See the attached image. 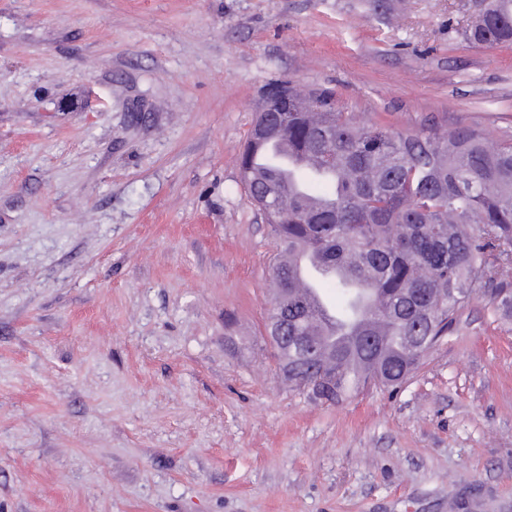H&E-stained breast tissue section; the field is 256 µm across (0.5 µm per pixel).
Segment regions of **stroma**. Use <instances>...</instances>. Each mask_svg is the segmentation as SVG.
I'll list each match as a JSON object with an SVG mask.
<instances>
[{
    "mask_svg": "<svg viewBox=\"0 0 512 512\" xmlns=\"http://www.w3.org/2000/svg\"><path fill=\"white\" fill-rule=\"evenodd\" d=\"M481 0H0V512H512V319L309 401L239 156L264 87L512 138Z\"/></svg>",
    "mask_w": 512,
    "mask_h": 512,
    "instance_id": "35a3bbf8",
    "label": "stroma"
}]
</instances>
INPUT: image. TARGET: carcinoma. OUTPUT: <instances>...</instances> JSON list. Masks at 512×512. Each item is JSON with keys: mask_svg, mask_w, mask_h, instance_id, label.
Segmentation results:
<instances>
[{"mask_svg": "<svg viewBox=\"0 0 512 512\" xmlns=\"http://www.w3.org/2000/svg\"><path fill=\"white\" fill-rule=\"evenodd\" d=\"M465 37L511 44L512 0H490ZM286 84L288 111L269 113L273 135L247 139L240 168L252 203L278 207L267 218L276 248L271 311L288 322V335L323 351L335 404L370 385L403 383L417 357L406 337L423 338L422 354L432 348L469 304L467 290L490 296L496 314H512V281L500 277L512 266V140L468 126L409 133L357 122L329 92ZM283 142L314 164L297 176L305 193L256 169L257 156ZM295 255L342 270L323 282L336 289V330L326 336L294 292L287 258ZM278 360L298 371L288 377L298 390L319 373L293 341Z\"/></svg>", "mask_w": 512, "mask_h": 512, "instance_id": "obj_1", "label": "carcinoma"}]
</instances>
